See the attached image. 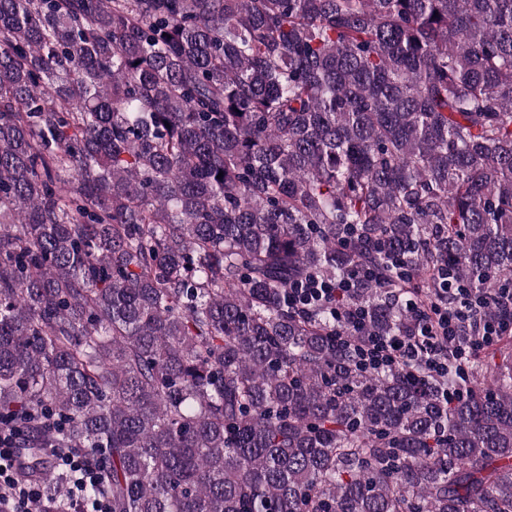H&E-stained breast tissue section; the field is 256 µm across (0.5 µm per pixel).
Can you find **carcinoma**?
<instances>
[{
    "instance_id": "carcinoma-1",
    "label": "carcinoma",
    "mask_w": 512,
    "mask_h": 512,
    "mask_svg": "<svg viewBox=\"0 0 512 512\" xmlns=\"http://www.w3.org/2000/svg\"><path fill=\"white\" fill-rule=\"evenodd\" d=\"M222 178H217L218 174ZM370 271L365 332L288 290ZM447 270L512 280V0H0V434L111 512H512V333L375 371ZM58 454L64 466L71 469L73 472L79 473L80 475L77 479L78 486L75 493L78 491L81 495V492H83L88 485L94 486L98 483V474L85 463L81 456H75L74 454L63 450H58Z\"/></svg>"
}]
</instances>
